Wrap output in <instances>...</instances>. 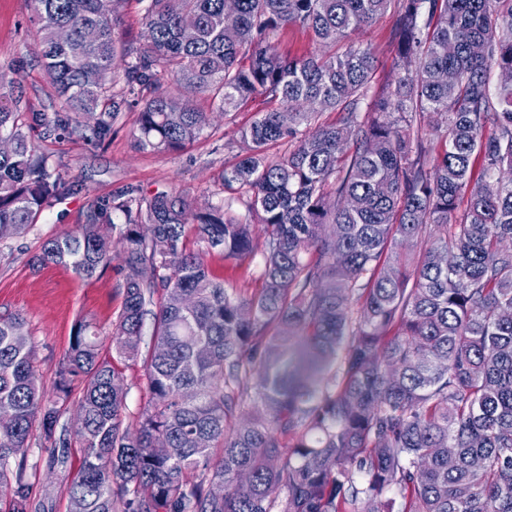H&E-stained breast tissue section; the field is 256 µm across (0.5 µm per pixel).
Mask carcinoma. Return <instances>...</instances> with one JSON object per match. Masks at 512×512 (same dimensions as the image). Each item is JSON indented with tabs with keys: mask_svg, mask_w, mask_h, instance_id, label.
<instances>
[{
	"mask_svg": "<svg viewBox=\"0 0 512 512\" xmlns=\"http://www.w3.org/2000/svg\"><path fill=\"white\" fill-rule=\"evenodd\" d=\"M121 2L31 0L59 111L22 120L0 74V136L13 142L0 153V241L68 191L23 127L100 145L132 103L137 148L175 152L209 124L191 95L224 113L278 102L241 131L246 153L222 182L251 191L245 207L265 235L255 242L256 223L229 215L233 197L199 208L127 188L44 242L38 263L84 278L120 246L112 350L140 363L151 395L125 422V379L96 327L77 324L56 386L84 380L69 512H512V0H236L231 14L224 0H146L136 51L115 37ZM392 6L399 76L364 112L370 48L290 57L269 40L298 26L328 49ZM118 59L119 90L89 79ZM325 111L334 123H316ZM426 126L441 144L432 157ZM282 141L294 149L269 161ZM258 246L253 295L224 287L201 257ZM33 360L23 318H1L7 512H53L31 501L23 469L7 476L34 424L52 439L59 423Z\"/></svg>",
	"mask_w": 512,
	"mask_h": 512,
	"instance_id": "1",
	"label": "carcinoma"
}]
</instances>
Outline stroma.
Here are the masks:
<instances>
[{
  "instance_id": "35a3bbf8",
  "label": "stroma",
  "mask_w": 512,
  "mask_h": 512,
  "mask_svg": "<svg viewBox=\"0 0 512 512\" xmlns=\"http://www.w3.org/2000/svg\"><path fill=\"white\" fill-rule=\"evenodd\" d=\"M29 0H0V73L16 78L13 102L20 112L55 111V90L43 65L41 46L29 31ZM394 14H385L361 33L337 42L336 53L361 46L371 48L377 60V84L385 86L398 75L395 66ZM254 108L223 113L211 110L210 124L192 144L179 152H149L135 147L136 110L121 112L103 146L87 145L65 133L31 131L47 170L61 176L67 193L45 209L32 230L0 242V318L22 316L35 348L34 366L46 392L53 393L57 370L69 349L78 322L89 321L101 336V353L111 357L110 336L124 295L118 263L96 276H77L70 267H37L34 257L43 242L85 223L94 199L112 196L127 187L151 195L177 192L204 207L221 201L222 176L244 153L240 132L256 118ZM204 263L223 279L225 287L257 292L262 284L264 258L254 252L242 260L204 254ZM53 444L40 427H33L25 453V480L34 500L50 498L53 512H68L65 486L76 474L79 443L70 446L67 464L48 469Z\"/></svg>"
}]
</instances>
